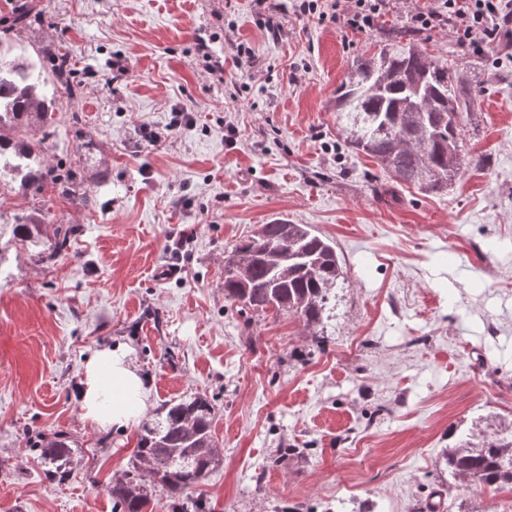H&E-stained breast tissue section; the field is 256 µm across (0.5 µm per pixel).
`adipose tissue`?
Masks as SVG:
<instances>
[{
  "mask_svg": "<svg viewBox=\"0 0 512 512\" xmlns=\"http://www.w3.org/2000/svg\"><path fill=\"white\" fill-rule=\"evenodd\" d=\"M150 393L148 380L133 364L126 345L102 348L83 367L80 402L89 423L132 425L148 412Z\"/></svg>",
  "mask_w": 512,
  "mask_h": 512,
  "instance_id": "ef3b65f1",
  "label": "adipose tissue"
}]
</instances>
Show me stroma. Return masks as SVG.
Returning a JSON list of instances; mask_svg holds the SVG:
<instances>
[{
	"instance_id": "35a3bbf8",
	"label": "stroma",
	"mask_w": 512,
	"mask_h": 512,
	"mask_svg": "<svg viewBox=\"0 0 512 512\" xmlns=\"http://www.w3.org/2000/svg\"><path fill=\"white\" fill-rule=\"evenodd\" d=\"M35 2L43 21L14 48L68 51L83 93L54 118L99 205L0 182V208L43 239L76 229L49 262L0 253V512H112L143 423L89 424L78 384L94 350L118 343L151 386L144 423L189 395L212 401L223 462L189 491L212 512H413L439 486L449 512H512L511 487L437 465L451 440L512 434V47L477 54L452 27L421 30L466 78L508 76L470 108L461 177L431 194L353 153L334 108L352 62L410 27L412 0L362 31L289 7L270 30L263 0ZM179 108L194 125L144 140L141 126ZM278 218L311 225L343 264L323 346L294 315L224 297L225 255ZM56 433L71 449L62 482L41 464Z\"/></svg>"
}]
</instances>
